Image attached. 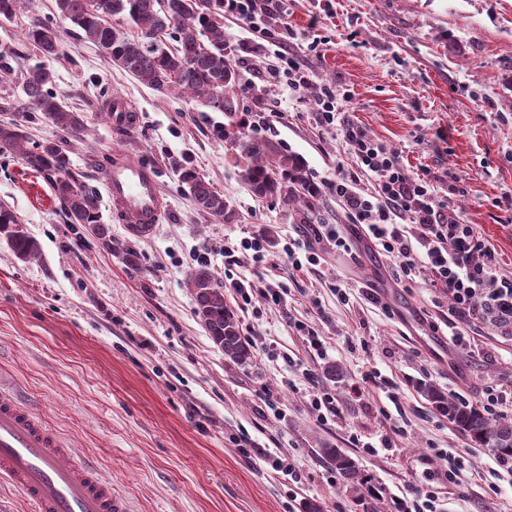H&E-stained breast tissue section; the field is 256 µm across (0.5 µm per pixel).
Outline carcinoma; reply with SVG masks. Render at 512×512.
Segmentation results:
<instances>
[{"label":"carcinoma","mask_w":512,"mask_h":512,"mask_svg":"<svg viewBox=\"0 0 512 512\" xmlns=\"http://www.w3.org/2000/svg\"><path fill=\"white\" fill-rule=\"evenodd\" d=\"M58 21L35 17L24 29L22 46L35 59L22 72V91L27 110L0 123V149L18 153L23 163L53 188L66 222L80 224L108 243L111 227L101 221L100 195L85 176L75 171L70 158V139L87 129L86 115L66 105L54 91L51 61L64 51L62 24L68 22L77 37L106 49L112 63L131 73L148 87L164 92L178 89L204 108L236 112L230 89L237 74L224 55V0H55ZM225 92L222 107L216 94ZM41 114L57 132L52 138L33 142L25 122ZM234 158L244 180L258 197L280 198L297 208L311 210L320 195L309 171L298 156L285 152L277 142L241 134L233 137ZM179 181L198 210L222 220L233 213L229 202L192 166L178 172ZM0 236L21 260L38 257L36 241L27 234L21 218L0 204ZM194 298V314L212 343L224 357L240 364L254 355V346L241 336L234 315L227 308L224 292L214 283L205 265L188 277ZM423 393L432 407L448 418L471 441L501 456L512 455V422L489 417L448 398L428 385ZM343 483L358 482L355 461L342 449L320 448Z\"/></svg>","instance_id":"cac0c4a2"}]
</instances>
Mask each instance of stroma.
<instances>
[{
    "mask_svg": "<svg viewBox=\"0 0 512 512\" xmlns=\"http://www.w3.org/2000/svg\"><path fill=\"white\" fill-rule=\"evenodd\" d=\"M280 7L290 48L314 82L295 95L263 82L271 51L244 23L224 20L240 112L274 117L250 135L280 143L318 177L334 176L352 159L334 132L313 122L314 87L350 92L352 120L401 152L410 173L437 177L449 214L476 225L502 273L512 274V0H282ZM54 15L55 0H22L14 21L0 26V51L20 43L31 18ZM316 38L322 45L313 53ZM53 68L57 92L89 117L87 133L72 141L74 168L96 186L108 152L150 161L169 210L151 235L137 238L102 200L112 231L104 245L66 223L50 185L1 150L0 204L21 218L39 257L19 260L0 239V378L111 480L129 512H301L307 500L323 512H397L415 490L431 487L439 467L433 447L476 464L460 474L466 495L441 493L436 512H512V476L494 489L478 476L496 466V454L462 435L422 392L431 384L477 406L488 382H512V343L478 336L496 353L489 361L433 332L446 311L433 307L430 288L398 284L389 261L363 240L346 253L305 233L323 260L292 270L282 244L297 228L296 209L252 193L229 149L240 128L228 113L178 91L156 92L72 35ZM113 97L139 112L132 132L113 129L104 108ZM187 162L224 194L231 220L197 211L178 180ZM258 230L268 240L260 265L285 296L278 306L256 299L263 314L255 318L225 293L254 345L252 360L237 364L195 316L188 276L202 256L223 284L225 247ZM129 249L138 268L124 261ZM337 284L350 290L349 304L336 300ZM365 287L381 306L363 299ZM299 322L326 338L324 354L307 351ZM330 364L341 370L333 381L322 376ZM369 370L399 385L398 401L380 391L350 395ZM312 374L335 394V417L323 421L311 409ZM269 399L280 402L279 417L266 415ZM386 431L392 447L371 454L349 442L354 432ZM245 437L256 446L248 455L238 446ZM325 445L354 459L359 491L344 487L321 456ZM264 450L294 476L264 462Z\"/></svg>",
    "mask_w": 512,
    "mask_h": 512,
    "instance_id": "obj_1",
    "label": "stroma"
}]
</instances>
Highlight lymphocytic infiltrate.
<instances>
[{
  "mask_svg": "<svg viewBox=\"0 0 512 512\" xmlns=\"http://www.w3.org/2000/svg\"><path fill=\"white\" fill-rule=\"evenodd\" d=\"M277 12V0H224L225 15L274 39L275 62L266 70V81L297 92L309 86L310 76L287 40L274 38L268 21ZM350 103L349 94L329 86L316 97L314 123L336 132L355 165L354 172L321 179L322 192L342 202L356 236L392 261L399 282L424 279L438 299L447 301L453 344L471 345L477 327L512 341V277L501 274L495 248L475 225L448 216L436 178L408 174L398 152L347 119ZM363 176L372 181L373 191L359 188Z\"/></svg>",
  "mask_w": 512,
  "mask_h": 512,
  "instance_id": "lymphocytic-infiltrate-1",
  "label": "lymphocytic infiltrate"
}]
</instances>
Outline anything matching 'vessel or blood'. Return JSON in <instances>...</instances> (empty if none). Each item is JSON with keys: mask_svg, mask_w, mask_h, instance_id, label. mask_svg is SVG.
Returning <instances> with one entry per match:
<instances>
[{"mask_svg": "<svg viewBox=\"0 0 512 512\" xmlns=\"http://www.w3.org/2000/svg\"><path fill=\"white\" fill-rule=\"evenodd\" d=\"M107 110L115 130L133 131L139 121L124 99L112 98ZM112 202V216L147 228L162 223L168 203L154 166L114 152L101 166ZM0 478L20 489L33 512H126L112 483L47 430L40 416L25 409L16 391L0 381Z\"/></svg>", "mask_w": 512, "mask_h": 512, "instance_id": "obj_1", "label": "vessel or blood"}]
</instances>
